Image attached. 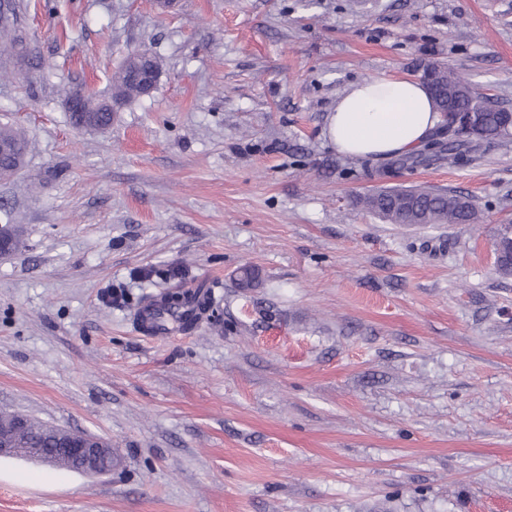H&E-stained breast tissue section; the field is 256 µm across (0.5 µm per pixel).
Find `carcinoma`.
<instances>
[{
    "label": "carcinoma",
    "instance_id": "carcinoma-1",
    "mask_svg": "<svg viewBox=\"0 0 512 512\" xmlns=\"http://www.w3.org/2000/svg\"><path fill=\"white\" fill-rule=\"evenodd\" d=\"M19 5L15 0H0V35L14 47L17 39L12 37ZM431 83L438 93L436 105L452 104L457 110L476 114L480 121L481 134L473 138L464 128L458 127L443 132L435 130L434 137L422 152L390 157L381 166L382 171L412 169L435 163H448L450 167H461L479 159L480 149L485 144L512 145V128L503 126L507 108L497 104L491 97L475 91L467 79L443 64H432L428 68ZM134 66L124 60L112 79L111 98L126 105L142 97V88L133 77ZM0 172L13 173L23 165L27 150L25 138L11 126H0ZM363 211L376 215L389 224L403 227L439 224H480L484 213L476 202L455 190L426 187L383 186L359 197ZM495 249L502 255L496 265L497 272L504 277L512 276V237L508 232L500 234ZM186 293L169 297L173 305L159 310L181 324L182 330L193 328L199 319L194 313L180 310L186 305ZM59 428L28 421L25 430L15 438L14 447L21 452L31 448H52Z\"/></svg>",
    "mask_w": 512,
    "mask_h": 512
}]
</instances>
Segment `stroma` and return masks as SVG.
Masks as SVG:
<instances>
[{
  "label": "stroma",
  "instance_id": "1",
  "mask_svg": "<svg viewBox=\"0 0 512 512\" xmlns=\"http://www.w3.org/2000/svg\"><path fill=\"white\" fill-rule=\"evenodd\" d=\"M18 3L0 412L120 460L0 457V512H512V147L384 176L324 136L348 84L434 62L512 109V0ZM132 51L153 93L75 128L66 91L107 94ZM382 185L463 192L484 222L385 223L356 204ZM199 285L191 331L137 332L141 298Z\"/></svg>",
  "mask_w": 512,
  "mask_h": 512
}]
</instances>
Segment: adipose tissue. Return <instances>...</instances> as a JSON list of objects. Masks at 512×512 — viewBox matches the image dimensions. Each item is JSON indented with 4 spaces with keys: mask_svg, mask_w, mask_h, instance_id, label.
<instances>
[{
    "mask_svg": "<svg viewBox=\"0 0 512 512\" xmlns=\"http://www.w3.org/2000/svg\"><path fill=\"white\" fill-rule=\"evenodd\" d=\"M441 121L423 83L377 77L342 92L328 117L326 136L340 154L378 159L417 151Z\"/></svg>",
    "mask_w": 512,
    "mask_h": 512,
    "instance_id": "obj_1",
    "label": "adipose tissue"
}]
</instances>
